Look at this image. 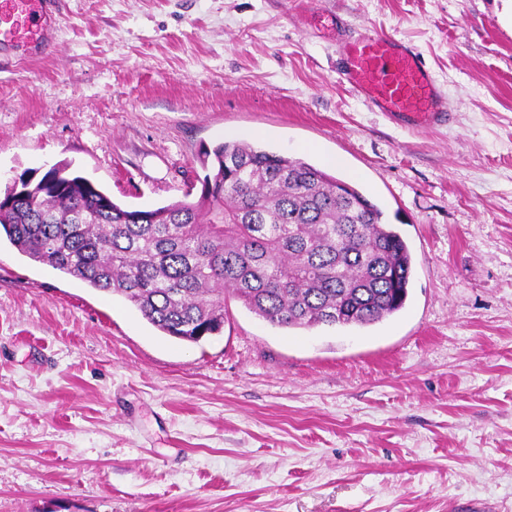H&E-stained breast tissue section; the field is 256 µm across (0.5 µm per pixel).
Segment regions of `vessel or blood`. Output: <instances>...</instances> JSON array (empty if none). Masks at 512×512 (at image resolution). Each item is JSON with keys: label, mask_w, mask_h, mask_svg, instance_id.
<instances>
[{"label": "vessel or blood", "mask_w": 512, "mask_h": 512, "mask_svg": "<svg viewBox=\"0 0 512 512\" xmlns=\"http://www.w3.org/2000/svg\"><path fill=\"white\" fill-rule=\"evenodd\" d=\"M54 0H0V47L22 43L40 51L52 40ZM344 64L339 82L367 106L408 129L446 123L448 100L416 49L394 36L376 33L341 41Z\"/></svg>", "instance_id": "b4317fda"}]
</instances>
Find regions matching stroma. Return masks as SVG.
Here are the masks:
<instances>
[{
    "mask_svg": "<svg viewBox=\"0 0 512 512\" xmlns=\"http://www.w3.org/2000/svg\"><path fill=\"white\" fill-rule=\"evenodd\" d=\"M0 54V189L69 164L116 203L199 195L246 141L362 191L405 306L288 329L237 300L163 336L0 241V512H512V7L506 0H57ZM411 41L453 118L412 132L336 79L333 25Z\"/></svg>",
    "mask_w": 512,
    "mask_h": 512,
    "instance_id": "obj_1",
    "label": "stroma"
}]
</instances>
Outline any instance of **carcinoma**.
<instances>
[{
	"label": "carcinoma",
	"instance_id": "cac0c4a2",
	"mask_svg": "<svg viewBox=\"0 0 512 512\" xmlns=\"http://www.w3.org/2000/svg\"><path fill=\"white\" fill-rule=\"evenodd\" d=\"M201 165L197 201L152 210L55 166L6 187L0 232L181 341L220 334L229 297L283 328L367 326L403 308L411 252L359 190L249 143L206 149Z\"/></svg>",
	"mask_w": 512,
	"mask_h": 512
}]
</instances>
